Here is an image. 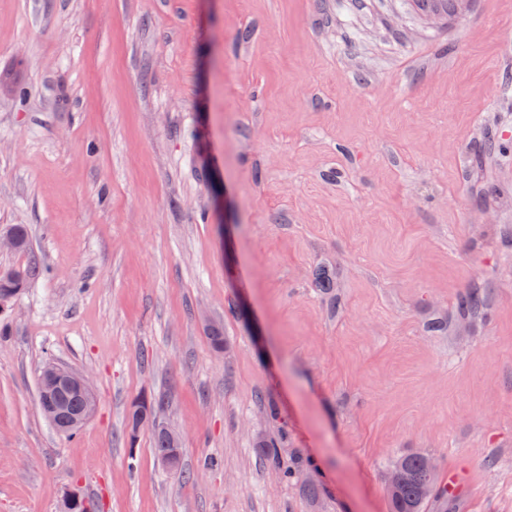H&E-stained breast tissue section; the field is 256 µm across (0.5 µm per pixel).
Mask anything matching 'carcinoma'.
<instances>
[{"mask_svg": "<svg viewBox=\"0 0 512 512\" xmlns=\"http://www.w3.org/2000/svg\"><path fill=\"white\" fill-rule=\"evenodd\" d=\"M4 234L12 236L17 242L16 251L26 253L30 250L28 233L25 226L16 224L4 231ZM39 267L31 261L23 267L0 269V303L11 299L25 288L27 282L37 276ZM488 304L485 295L478 288H471L460 295L456 301V315L461 320H469L486 313ZM148 406L149 412L154 414L163 407L164 400L141 399L131 406L128 413V434L137 435L143 422L138 418L139 409ZM261 458L264 463L275 470L281 479L288 481L301 476L307 469V463L302 459H295L288 465L281 464L278 442L268 439L260 444ZM391 474L396 480L391 486L389 496L391 512H423L425 506L431 500L425 490L429 486L435 487L438 498H448V488L437 483L436 473L427 467V455L410 452L401 455L392 465Z\"/></svg>", "mask_w": 512, "mask_h": 512, "instance_id": "cac0c4a2", "label": "carcinoma"}]
</instances>
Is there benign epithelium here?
Wrapping results in <instances>:
<instances>
[{
	"label": "benign epithelium",
	"mask_w": 512,
	"mask_h": 512,
	"mask_svg": "<svg viewBox=\"0 0 512 512\" xmlns=\"http://www.w3.org/2000/svg\"><path fill=\"white\" fill-rule=\"evenodd\" d=\"M63 388L82 395L88 401V405L76 412L59 405L56 395ZM38 398L43 414L61 433H68L85 424L90 419L93 409V389L89 378L81 372L63 368L53 362L46 363L42 370ZM154 425L168 437L172 447H181V434L170 422L157 417Z\"/></svg>",
	"instance_id": "benign-epithelium-1"
}]
</instances>
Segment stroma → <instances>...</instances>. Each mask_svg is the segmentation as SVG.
I'll return each instance as SVG.
<instances>
[{
  "label": "stroma",
  "mask_w": 512,
  "mask_h": 512,
  "mask_svg": "<svg viewBox=\"0 0 512 512\" xmlns=\"http://www.w3.org/2000/svg\"><path fill=\"white\" fill-rule=\"evenodd\" d=\"M11 224L0 268L40 273L0 306V512H391L407 451L467 469L448 512H512V0H0ZM49 357L92 378L71 437ZM282 420L317 498L260 459ZM3 233L6 235L12 236L16 241L10 236H6L4 239H2V237H1L0 238V247L1 248L5 246V247H7V249H10V250L16 249L15 251L21 252V253H26L30 250L27 229L22 224L13 225V227L7 229ZM16 242H17V244H16ZM488 304L480 288H472L460 295L456 301V315L461 320H469L485 315ZM63 388L79 393L64 391L58 397L63 405L76 412L57 403L56 395ZM81 395L88 401L83 410L81 409L85 400ZM38 398L43 414L61 433H69L85 424L93 409V389L89 378L81 372L63 368L54 362L46 363L42 370ZM137 401H141V402H137L134 405L132 404L133 406H131L130 411L128 413L127 426H128V434H129L130 439H134L135 437H137V433L140 430L141 426L145 422H147V421L141 422V420L138 418L139 409L142 406H145V404L148 402L147 404H148L149 412L153 416V414L155 415L157 410L162 408L164 405V400L161 398H158V399L142 398ZM133 436H135V437H133ZM154 425L162 432L161 433L152 427L153 450L154 455L158 460L164 455L174 453L177 450L176 448H180L182 437L180 432L169 421L161 419L158 416H156L154 420ZM163 434L168 437L173 448L170 446L167 438Z\"/></svg>",
  "instance_id": "35a3bbf8"
}]
</instances>
